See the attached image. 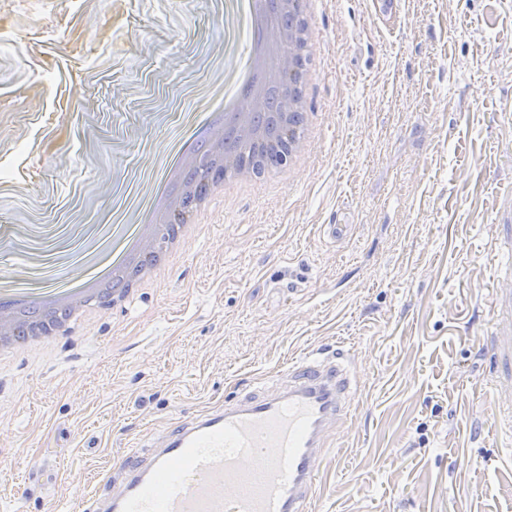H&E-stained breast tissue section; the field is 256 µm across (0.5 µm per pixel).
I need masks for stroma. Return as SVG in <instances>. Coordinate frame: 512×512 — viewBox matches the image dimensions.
<instances>
[{
  "instance_id": "stroma-1",
  "label": "stroma",
  "mask_w": 512,
  "mask_h": 512,
  "mask_svg": "<svg viewBox=\"0 0 512 512\" xmlns=\"http://www.w3.org/2000/svg\"><path fill=\"white\" fill-rule=\"evenodd\" d=\"M30 26L0 50V286L146 206L243 40L235 0H0L1 33ZM315 26L293 179L0 374V512H70L140 435L339 346L357 398L312 512H512V0H319Z\"/></svg>"
}]
</instances>
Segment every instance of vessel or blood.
<instances>
[{"label": "vessel or blood", "instance_id": "vessel-or-blood-1", "mask_svg": "<svg viewBox=\"0 0 512 512\" xmlns=\"http://www.w3.org/2000/svg\"><path fill=\"white\" fill-rule=\"evenodd\" d=\"M345 353H311L281 370L278 388L175 416L101 474L107 491L78 512H311L332 435L349 417L354 377Z\"/></svg>", "mask_w": 512, "mask_h": 512}]
</instances>
